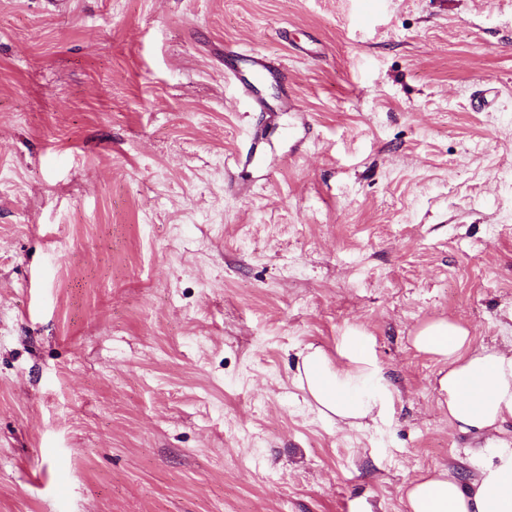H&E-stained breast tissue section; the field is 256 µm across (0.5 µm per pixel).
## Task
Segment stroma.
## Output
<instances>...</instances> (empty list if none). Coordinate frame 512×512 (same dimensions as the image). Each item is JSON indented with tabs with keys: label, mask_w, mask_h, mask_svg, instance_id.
Here are the masks:
<instances>
[{
	"label": "stroma",
	"mask_w": 512,
	"mask_h": 512,
	"mask_svg": "<svg viewBox=\"0 0 512 512\" xmlns=\"http://www.w3.org/2000/svg\"><path fill=\"white\" fill-rule=\"evenodd\" d=\"M511 311L512 0H0V512H408L475 444L415 333ZM353 331L360 431L296 381ZM231 53L242 59L243 57H248V62H250L251 67L249 69L248 77L241 79L238 74L239 72L234 67L227 66L224 68L225 78L238 81V85L240 86L243 94L248 98L253 112L265 111V102L257 95V90L259 86L264 85L274 77V72L254 56H246V54L239 51H232ZM300 356L298 384L320 415L350 429L385 420L393 396L380 381L381 369L367 336H344L336 360L313 345H307Z\"/></svg>",
	"instance_id": "stroma-1"
}]
</instances>
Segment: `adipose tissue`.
Returning a JSON list of instances; mask_svg holds the SVG:
<instances>
[{"mask_svg":"<svg viewBox=\"0 0 512 512\" xmlns=\"http://www.w3.org/2000/svg\"><path fill=\"white\" fill-rule=\"evenodd\" d=\"M471 342L464 326L447 320L425 324L413 338L418 351L447 363L439 405L449 424L474 434L477 443L469 450L470 478L440 469L409 483V512H512V441L499 436L512 421V339L477 349ZM300 356L298 384L320 415L350 429L385 420L393 396L367 337L345 336L334 358L312 345Z\"/></svg>","mask_w":512,"mask_h":512,"instance_id":"1","label":"adipose tissue"}]
</instances>
